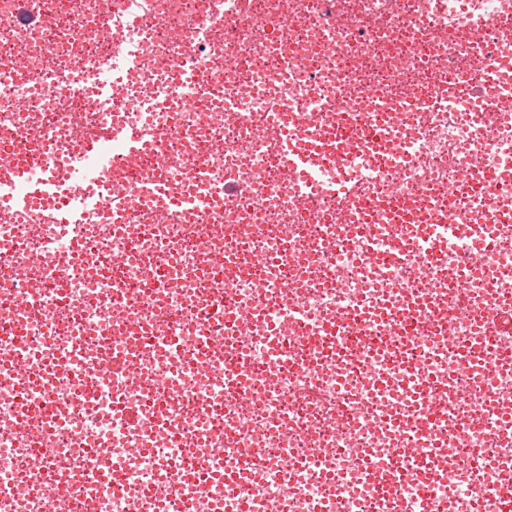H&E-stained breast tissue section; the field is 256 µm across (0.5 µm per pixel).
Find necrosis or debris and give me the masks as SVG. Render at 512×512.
Masks as SVG:
<instances>
[{"instance_id": "1", "label": "necrosis or debris", "mask_w": 512, "mask_h": 512, "mask_svg": "<svg viewBox=\"0 0 512 512\" xmlns=\"http://www.w3.org/2000/svg\"><path fill=\"white\" fill-rule=\"evenodd\" d=\"M504 27L512 0H0L14 198L34 146L122 154L107 133L129 123L153 141L129 187L160 176L191 199L165 216L102 200L58 224L62 164L27 222L0 215V368L25 366L0 378V512H224L229 495L254 512H499ZM333 128L355 148L316 178L282 161L286 138ZM474 168L486 195L459 187Z\"/></svg>"}]
</instances>
